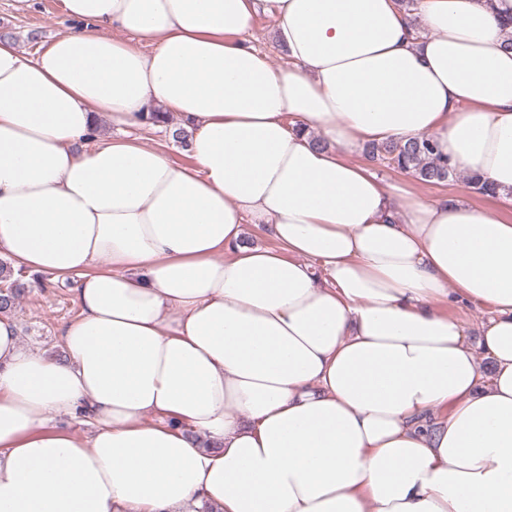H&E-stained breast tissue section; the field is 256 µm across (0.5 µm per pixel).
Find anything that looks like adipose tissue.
<instances>
[{
    "label": "adipose tissue",
    "instance_id": "ef3b65f1",
    "mask_svg": "<svg viewBox=\"0 0 512 512\" xmlns=\"http://www.w3.org/2000/svg\"><path fill=\"white\" fill-rule=\"evenodd\" d=\"M62 11L0 39V254L80 307L59 358L0 315V512H512V221L360 160L427 136L512 204V0ZM276 23L277 20L273 15H260L248 36L251 42L260 48H268ZM449 312L465 321L473 335L478 332L488 317L487 313L477 305H461L450 309Z\"/></svg>",
    "mask_w": 512,
    "mask_h": 512
}]
</instances>
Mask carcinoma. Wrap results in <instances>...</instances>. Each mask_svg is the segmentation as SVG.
<instances>
[{
	"label": "carcinoma",
	"instance_id": "1",
	"mask_svg": "<svg viewBox=\"0 0 512 512\" xmlns=\"http://www.w3.org/2000/svg\"><path fill=\"white\" fill-rule=\"evenodd\" d=\"M371 159H379L391 168L413 173L427 183H443L457 177L458 171L436 154L432 139L423 137L406 142L395 140L367 147ZM23 271L0 263V311L10 312L26 288Z\"/></svg>",
	"mask_w": 512,
	"mask_h": 512
}]
</instances>
